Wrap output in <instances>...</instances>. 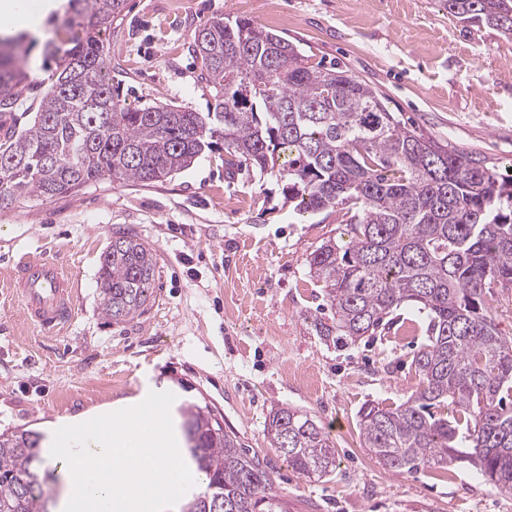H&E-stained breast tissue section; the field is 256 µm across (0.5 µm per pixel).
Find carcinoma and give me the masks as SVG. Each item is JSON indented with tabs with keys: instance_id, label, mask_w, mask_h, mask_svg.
Wrapping results in <instances>:
<instances>
[{
	"instance_id": "cac0c4a2",
	"label": "carcinoma",
	"mask_w": 512,
	"mask_h": 512,
	"mask_svg": "<svg viewBox=\"0 0 512 512\" xmlns=\"http://www.w3.org/2000/svg\"><path fill=\"white\" fill-rule=\"evenodd\" d=\"M126 0H67L43 50L55 69L26 128L0 140V206L50 200L104 179L159 182L224 140V165L278 171L298 215L328 211L344 225L307 257L333 317L322 339L356 343L391 328L404 306L425 314L428 342L411 365L419 377L401 404L364 403L362 447L399 475L466 463L512 495V336L488 294L512 290V177L449 149L389 111L377 90L245 18L207 21L192 49L212 92V112L173 104L132 107L112 86L101 28ZM512 0H444L448 14L512 36ZM28 39L0 38V117L16 126L32 87ZM156 258L122 234L101 258L99 308L119 323L153 295ZM187 448L208 482L182 512H276L266 465L211 407H182ZM269 444L301 474L336 470V452L305 411L272 409ZM40 437L0 433V512H51Z\"/></svg>"
}]
</instances>
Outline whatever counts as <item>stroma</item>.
I'll use <instances>...</instances> for the list:
<instances>
[{"label": "stroma", "instance_id": "1", "mask_svg": "<svg viewBox=\"0 0 512 512\" xmlns=\"http://www.w3.org/2000/svg\"><path fill=\"white\" fill-rule=\"evenodd\" d=\"M228 16L369 83L424 135L512 168V38L459 21L442 0H126L122 21L101 35L126 102L208 111L190 43L200 24ZM283 186L270 173L227 172L219 147L162 182L103 180L0 208V433L82 420L149 382L174 394L175 423L188 401L220 412L266 464L283 512H512V495L473 469L402 476L361 447V405L400 404L417 385L410 362L426 319L404 307L389 332L326 344L314 320L330 307L306 258L342 227L332 213L296 215ZM122 233L149 244L157 266L145 311L114 324L98 307L99 269ZM22 258L73 278L63 328L23 320L6 286ZM277 405L325 428L332 475L305 477L271 449L265 419Z\"/></svg>", "mask_w": 512, "mask_h": 512}]
</instances>
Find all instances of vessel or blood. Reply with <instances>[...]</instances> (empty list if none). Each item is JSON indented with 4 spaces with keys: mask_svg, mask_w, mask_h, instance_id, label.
<instances>
[{
    "mask_svg": "<svg viewBox=\"0 0 512 512\" xmlns=\"http://www.w3.org/2000/svg\"><path fill=\"white\" fill-rule=\"evenodd\" d=\"M9 286L20 298L26 322L54 330L71 320L75 284L59 265L46 260L19 261Z\"/></svg>",
    "mask_w": 512,
    "mask_h": 512,
    "instance_id": "b4317fda",
    "label": "vessel or blood"
}]
</instances>
